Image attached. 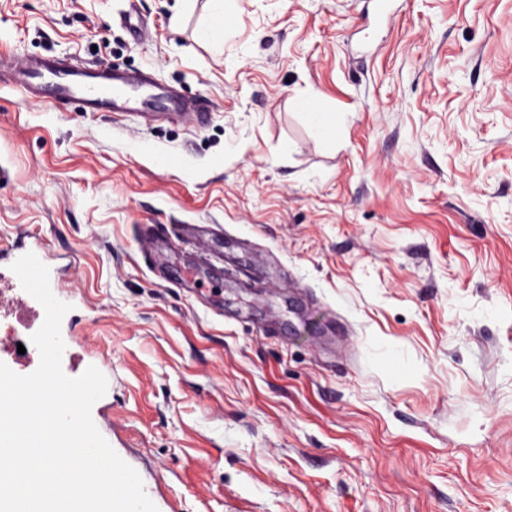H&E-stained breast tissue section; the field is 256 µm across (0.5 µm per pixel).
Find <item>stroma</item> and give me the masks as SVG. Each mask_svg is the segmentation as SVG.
<instances>
[{
    "mask_svg": "<svg viewBox=\"0 0 512 512\" xmlns=\"http://www.w3.org/2000/svg\"><path fill=\"white\" fill-rule=\"evenodd\" d=\"M362 6L0 0V254L59 268L158 512H512V0ZM43 56L212 110L26 97Z\"/></svg>",
    "mask_w": 512,
    "mask_h": 512,
    "instance_id": "35a3bbf8",
    "label": "stroma"
}]
</instances>
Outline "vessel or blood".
I'll return each mask as SVG.
<instances>
[{
  "label": "vessel or blood",
  "instance_id": "vessel-or-blood-1",
  "mask_svg": "<svg viewBox=\"0 0 512 512\" xmlns=\"http://www.w3.org/2000/svg\"><path fill=\"white\" fill-rule=\"evenodd\" d=\"M13 80L26 94H47L58 105L76 103L92 112L131 113L145 120L175 114L194 121L209 112L205 100L182 102L148 70L131 76L104 68L72 67L54 57H38L17 64Z\"/></svg>",
  "mask_w": 512,
  "mask_h": 512
}]
</instances>
